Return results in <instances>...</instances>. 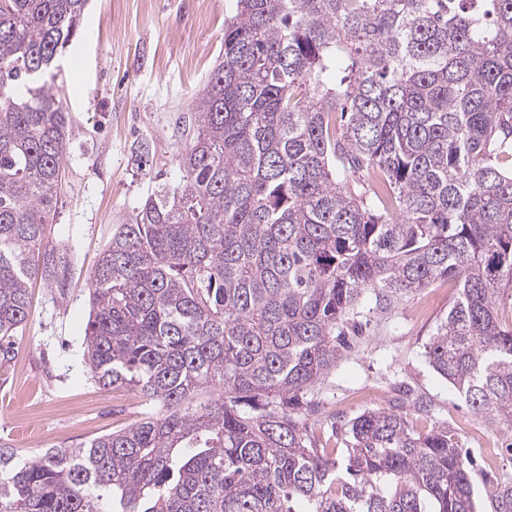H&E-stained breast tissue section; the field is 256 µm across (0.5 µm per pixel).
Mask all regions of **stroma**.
Masks as SVG:
<instances>
[{"instance_id": "obj_1", "label": "stroma", "mask_w": 512, "mask_h": 512, "mask_svg": "<svg viewBox=\"0 0 512 512\" xmlns=\"http://www.w3.org/2000/svg\"><path fill=\"white\" fill-rule=\"evenodd\" d=\"M235 0H89L61 58L53 91L68 118L65 177L44 226L46 241L67 250L65 291L29 280L30 312L16 355L0 364V440L32 458L76 448L124 428L143 410L135 392L99 386L86 359L90 274L112 235L158 181L178 183L177 155L199 91L224 54V20ZM150 147L147 165L135 149ZM456 297L432 283L395 312L375 317L356 348L308 398L317 435L369 409L400 407L414 429L447 424L470 456L478 512H491L497 483L512 479L502 432L474 414L430 366L425 346Z\"/></svg>"}]
</instances>
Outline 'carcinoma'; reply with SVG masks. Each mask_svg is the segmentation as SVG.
<instances>
[{
  "mask_svg": "<svg viewBox=\"0 0 512 512\" xmlns=\"http://www.w3.org/2000/svg\"><path fill=\"white\" fill-rule=\"evenodd\" d=\"M86 3L0 0L1 363L31 269L67 286L49 81ZM178 163L90 276L92 378L144 412L36 459L0 441V512H476L448 426L367 410L338 459L303 404L373 315L447 279L429 364L512 431V0H236Z\"/></svg>",
  "mask_w": 512,
  "mask_h": 512,
  "instance_id": "cac0c4a2",
  "label": "carcinoma"
}]
</instances>
